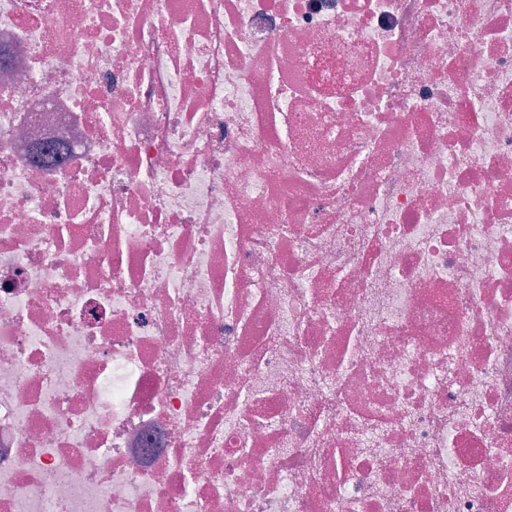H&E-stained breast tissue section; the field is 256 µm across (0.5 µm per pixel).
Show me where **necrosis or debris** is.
<instances>
[{
  "label": "necrosis or debris",
  "instance_id": "necrosis-or-debris-1",
  "mask_svg": "<svg viewBox=\"0 0 512 512\" xmlns=\"http://www.w3.org/2000/svg\"><path fill=\"white\" fill-rule=\"evenodd\" d=\"M0 512H512V0H0Z\"/></svg>",
  "mask_w": 512,
  "mask_h": 512
}]
</instances>
